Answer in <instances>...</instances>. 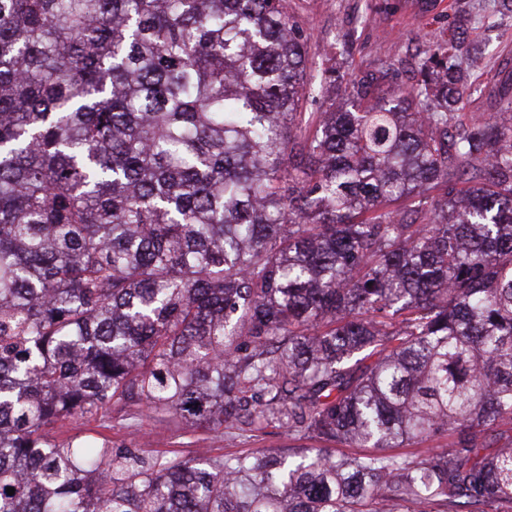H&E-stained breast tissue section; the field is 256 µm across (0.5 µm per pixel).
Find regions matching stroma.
<instances>
[{
    "label": "stroma",
    "mask_w": 512,
    "mask_h": 512,
    "mask_svg": "<svg viewBox=\"0 0 512 512\" xmlns=\"http://www.w3.org/2000/svg\"><path fill=\"white\" fill-rule=\"evenodd\" d=\"M407 0H289V10L310 39L307 56L312 68L327 59L344 62L357 73H379L389 63L422 57L424 51L447 38L449 29L462 28L466 42L480 45L477 60L463 59L473 79L474 90L464 100L468 112L488 111L487 92L512 78V12L490 9L485 24H470L478 0H426L415 14L406 11ZM102 430L117 445L144 457L230 456L258 450H286L290 442L276 427L245 436L218 435L193 426L178 417L167 423L143 420L140 427H125L119 411L106 422L75 417L55 426L53 437Z\"/></svg>",
    "instance_id": "stroma-1"
}]
</instances>
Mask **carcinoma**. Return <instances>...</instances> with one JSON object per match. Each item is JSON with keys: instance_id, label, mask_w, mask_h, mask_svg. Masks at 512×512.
Returning a JSON list of instances; mask_svg holds the SVG:
<instances>
[{"instance_id": "cac0c4a2", "label": "carcinoma", "mask_w": 512, "mask_h": 512, "mask_svg": "<svg viewBox=\"0 0 512 512\" xmlns=\"http://www.w3.org/2000/svg\"><path fill=\"white\" fill-rule=\"evenodd\" d=\"M307 41L288 0H0V512H512V84L459 111L453 33L304 112ZM133 404L296 445L50 436Z\"/></svg>"}]
</instances>
